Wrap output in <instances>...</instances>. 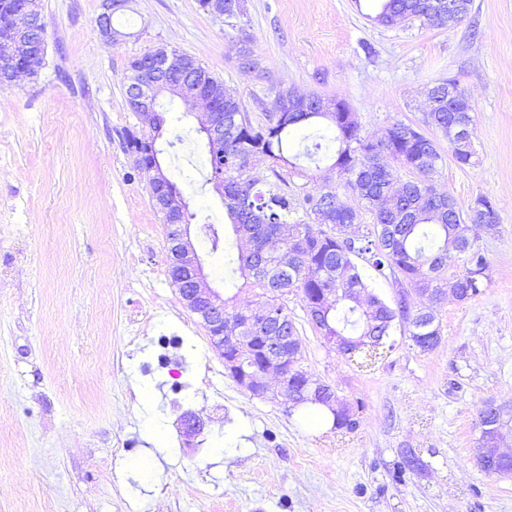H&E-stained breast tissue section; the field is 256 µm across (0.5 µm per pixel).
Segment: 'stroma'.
Instances as JSON below:
<instances>
[{
	"label": "stroma",
	"mask_w": 512,
	"mask_h": 512,
	"mask_svg": "<svg viewBox=\"0 0 512 512\" xmlns=\"http://www.w3.org/2000/svg\"><path fill=\"white\" fill-rule=\"evenodd\" d=\"M100 4L41 0L45 64L0 87V512H512V476L473 459L480 409L512 398V0H473L442 28L381 26L364 0H244L236 31L198 0H131L115 42L96 25ZM243 35L256 69L239 65ZM160 46L194 57L255 116L292 89L347 102L366 136L414 125L444 157L438 188L463 207L495 202L496 230L473 232L491 281L438 306L433 351L397 332L358 366L323 346L289 296L302 365L360 403L355 431L250 396L172 286L167 226L124 144L142 129L127 65ZM450 77L474 107L478 162L466 168L425 123L428 88ZM161 103L167 139L181 141L164 171L234 314L256 296L233 272L206 143L191 104ZM210 224L225 229L224 252H210ZM187 411L205 423L193 439Z\"/></svg>",
	"instance_id": "obj_1"
}]
</instances>
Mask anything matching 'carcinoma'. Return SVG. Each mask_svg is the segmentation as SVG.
<instances>
[{"mask_svg":"<svg viewBox=\"0 0 512 512\" xmlns=\"http://www.w3.org/2000/svg\"><path fill=\"white\" fill-rule=\"evenodd\" d=\"M371 20L389 27L399 21L418 20L445 27L456 24L448 18V0H435L427 9L425 0H374ZM443 81L428 90L431 102L426 124L448 135L457 124L473 125L469 112L451 109L448 84ZM315 110L295 112L284 121L266 114L254 122L238 98L224 94V150L208 149L211 180L224 173V209L237 242L238 271L246 286L258 290L260 307L281 299L273 279L287 276L285 286L298 296L305 313L321 306L326 289V271L336 270V299L325 311L324 324L338 336L351 339V355L383 349L399 330L413 345L424 350L426 336L441 335L437 311L419 308L412 301L390 304L367 283L358 260H363L380 277L406 283L422 292L437 293L448 287V269L457 268L460 301L478 296L490 281L485 255L474 246L471 231L485 225L484 216L462 209L449 193L436 189L434 174L444 158L435 142L410 124L394 123L373 140L361 134V126L344 121L343 100L311 97ZM391 153L394 167L379 162L376 146ZM262 153L268 158V174L255 175L243 163L245 156ZM457 166L475 164V151L451 147ZM314 165L333 159L330 168L341 179L339 186H324L304 198L303 204L288 193L293 176H307L300 157ZM400 169L411 174L397 175ZM351 191L357 205L338 207L327 213L330 224H358L361 232L352 242L319 239L311 216L339 195V187ZM373 222L362 223V209ZM288 226V239L271 240L280 226ZM457 240L459 252L448 254V238ZM299 252L300 268L283 273L280 254ZM345 402L336 405L332 428L354 431L358 419L346 415Z\"/></svg>","mask_w":512,"mask_h":512,"instance_id":"1","label":"carcinoma"}]
</instances>
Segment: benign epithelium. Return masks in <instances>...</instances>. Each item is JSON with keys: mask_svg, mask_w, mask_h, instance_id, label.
Here are the masks:
<instances>
[{"mask_svg": "<svg viewBox=\"0 0 512 512\" xmlns=\"http://www.w3.org/2000/svg\"><path fill=\"white\" fill-rule=\"evenodd\" d=\"M127 0H102L97 26L101 35L116 40L112 31V11L122 8ZM46 53V39L41 23L40 0H9V7L0 19V75L9 81L29 74L30 68ZM135 78L127 88L126 102L143 124L153 133L161 126L159 95L168 93L199 108L195 113L197 132L215 150L224 146V93L198 76L192 68L180 63V54L158 48L136 57L132 62ZM307 97L291 92L288 98H277L274 111L282 115L302 112ZM157 137L144 135L141 142L153 146L150 154L151 172L159 183L155 205L170 216L166 237L168 274L183 306L196 315L208 333L212 349L224 362L227 374L251 396L263 400L280 397L288 408L298 406L313 397L336 410V389L328 384L313 382L301 368L303 345L290 316L281 305H267L252 314L244 326L245 336L224 335V296L212 288L204 274L203 263L190 241V225L182 223L187 205L183 193L162 171L154 150ZM324 234L338 236L347 242L358 237L359 227L343 224L338 233L332 226H320ZM330 391H325V388ZM486 432L496 437L499 445L487 448L476 445L475 458L479 467L493 465L496 474L512 476V448L506 441L512 438V410L502 402L492 400L483 409Z\"/></svg>", "mask_w": 512, "mask_h": 512, "instance_id": "7a95c632", "label": "benign epithelium"}]
</instances>
